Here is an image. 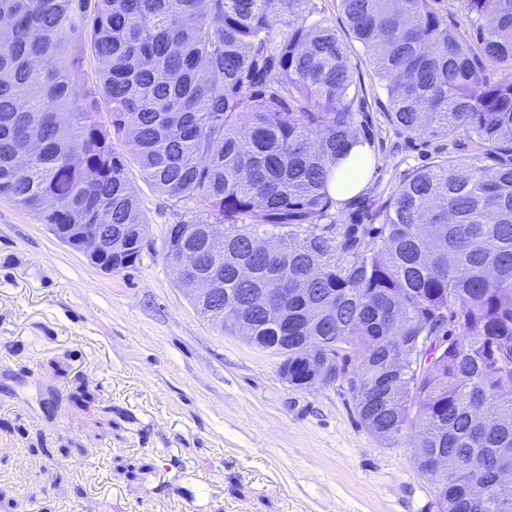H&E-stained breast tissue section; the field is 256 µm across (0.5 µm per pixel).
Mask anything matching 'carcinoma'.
Listing matches in <instances>:
<instances>
[{
	"instance_id": "obj_1",
	"label": "carcinoma",
	"mask_w": 512,
	"mask_h": 512,
	"mask_svg": "<svg viewBox=\"0 0 512 512\" xmlns=\"http://www.w3.org/2000/svg\"><path fill=\"white\" fill-rule=\"evenodd\" d=\"M439 2L339 0L391 120L473 146L402 183L378 227L336 236L328 182L359 143L361 97L344 43L302 0H0V196L46 224L109 214L127 248L102 263L120 271L143 250L135 164L188 215L169 232L172 258L223 278L224 318L198 303L204 318L234 335L245 293L288 289L250 318L288 383L306 386L330 356L326 380L346 386L361 424L390 447L412 441L439 512H504L512 0H463L468 31ZM204 224L224 225V240ZM268 238L281 246L273 259ZM426 454L453 468L429 469Z\"/></svg>"
}]
</instances>
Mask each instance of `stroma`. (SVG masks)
I'll use <instances>...</instances> for the list:
<instances>
[{
  "label": "stroma",
  "instance_id": "1",
  "mask_svg": "<svg viewBox=\"0 0 512 512\" xmlns=\"http://www.w3.org/2000/svg\"><path fill=\"white\" fill-rule=\"evenodd\" d=\"M347 47L363 105L354 128L368 187L337 204V231L378 225L400 183L469 145L409 135L338 0H304ZM147 239L106 272L0 197V512H438L411 442L387 447L341 384L298 389L280 356L221 333L178 285L163 241L177 206L137 167ZM169 455V483L159 457Z\"/></svg>",
  "mask_w": 512,
  "mask_h": 512
}]
</instances>
